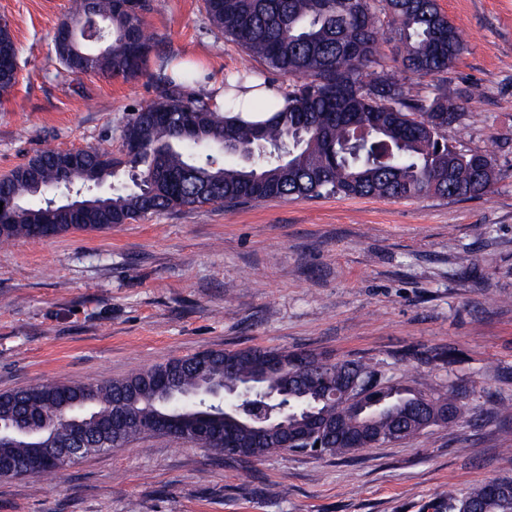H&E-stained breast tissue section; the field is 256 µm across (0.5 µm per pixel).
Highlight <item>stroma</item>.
I'll return each instance as SVG.
<instances>
[{
	"mask_svg": "<svg viewBox=\"0 0 512 512\" xmlns=\"http://www.w3.org/2000/svg\"><path fill=\"white\" fill-rule=\"evenodd\" d=\"M438 3L466 50L439 78L411 77V91L446 85L463 110L448 141L491 153V193L277 198L0 243V393L94 384L210 350L284 348L361 359L441 393L461 386L483 410L478 423L348 459L227 463L148 437L48 481L0 479V512H443L448 489L512 476V423L490 412L512 402V0ZM69 5L0 0L18 48L16 84L0 97V176L47 149L118 150L127 115L163 91L148 76L64 73L51 35ZM147 22L170 55L204 60L207 82L239 65L240 47L212 29L203 0H155ZM447 349L456 361H435Z\"/></svg>",
	"mask_w": 512,
	"mask_h": 512,
	"instance_id": "35a3bbf8",
	"label": "stroma"
}]
</instances>
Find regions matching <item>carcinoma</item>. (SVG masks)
Here are the masks:
<instances>
[{
  "instance_id": "carcinoma-1",
  "label": "carcinoma",
  "mask_w": 512,
  "mask_h": 512,
  "mask_svg": "<svg viewBox=\"0 0 512 512\" xmlns=\"http://www.w3.org/2000/svg\"><path fill=\"white\" fill-rule=\"evenodd\" d=\"M385 19L371 0H204L211 25L245 52L237 87L261 76L252 62L290 81L287 105L267 99L255 112H213L207 103L180 92L197 80L189 69L178 79L167 73L170 55L150 31L153 0H72L58 27L75 30L68 53H54L74 75L89 71L128 81L158 61L162 95L130 114L122 140L136 148L107 155L80 149L64 171L60 154L48 149L0 177V201L9 205L0 239H49L71 230L101 231L147 214L207 205L260 203L275 198L330 196L411 200L425 196L471 198L491 191L497 174L486 153H464L445 131L459 122L460 106L439 86L429 98L411 94L408 78L382 64L390 44L404 72L436 77L465 51L458 27L437 0H382ZM374 67L370 80L363 73ZM17 47L10 29H0V97L16 80ZM112 179V194L97 189ZM48 195L30 204L32 187ZM82 194L83 207L69 215L53 206L51 194ZM272 354L285 363L266 387L288 400L265 402L302 410L312 402L332 427L296 448L252 429L237 428L238 448L224 447V403L197 396L202 376L195 361L206 355L207 377L224 381V358L236 359L234 375L251 374V357ZM178 357L147 370L92 385L42 383L0 393V460L20 468V477L41 479L56 469L32 463L34 449L77 432L87 454L122 447L147 436L141 421L157 413L172 416V436L239 463L293 453L346 459L363 447L358 416L342 404L321 399L313 378L288 381V350L245 348ZM169 372V390L151 376ZM362 371L374 382L383 409L373 414V445L411 440L434 424H471L481 409L460 403L464 395L391 383L368 363L329 361L325 373L336 382ZM448 512H512V477H496L464 493L444 494Z\"/></svg>"
}]
</instances>
